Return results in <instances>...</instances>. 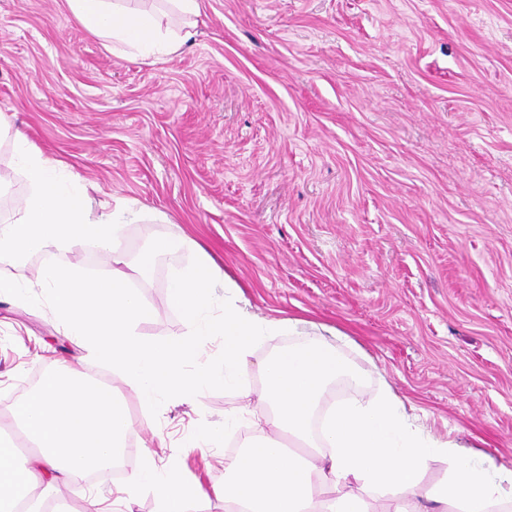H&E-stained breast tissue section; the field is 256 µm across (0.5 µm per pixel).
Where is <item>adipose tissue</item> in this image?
Wrapping results in <instances>:
<instances>
[{
  "label": "adipose tissue",
  "mask_w": 512,
  "mask_h": 512,
  "mask_svg": "<svg viewBox=\"0 0 512 512\" xmlns=\"http://www.w3.org/2000/svg\"><path fill=\"white\" fill-rule=\"evenodd\" d=\"M80 31L106 50L126 46L143 55L177 53L191 31L163 29L153 13L131 12L122 0H66ZM269 406L257 428L287 432L313 448L311 459H292L267 438L228 457L225 512H370L364 491L396 500L394 512H418L403 496L416 488L429 460L447 458V481L429 499L434 512H489L512 501V470L501 471L465 445L443 441L415 424L390 389L349 400L311 421L327 385L351 375L348 359L322 342L303 343L269 356L261 366ZM14 430H0V512H43L42 496L56 483L79 482L111 465L125 448L126 406L111 387L88 380L79 368L53 370L11 407ZM136 483L149 487L161 512L202 506L204 490L177 466L159 472L145 461Z\"/></svg>",
  "instance_id": "1"
}]
</instances>
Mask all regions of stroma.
<instances>
[{"mask_svg":"<svg viewBox=\"0 0 512 512\" xmlns=\"http://www.w3.org/2000/svg\"><path fill=\"white\" fill-rule=\"evenodd\" d=\"M127 0L191 39L173 55L107 52L65 0H0V223L28 191L14 134L90 188L94 215L131 200L146 218L119 249L149 310L142 339L182 337L169 280L206 252L257 317L301 334L257 344L244 376L299 338L339 346L361 381L322 399L389 385L436 437L512 469V0ZM171 239L148 270L140 258ZM108 273L89 244L0 259V276L42 294L46 263ZM348 336L338 345L322 326ZM96 373L129 412L121 478L64 487L51 512H159L129 475L177 462L224 512V459L255 433L239 392L172 398L143 412L118 372L94 360L48 305L0 297V426L43 374ZM238 432L192 447L206 426Z\"/></svg>","mask_w":512,"mask_h":512,"instance_id":"1","label":"stroma"}]
</instances>
